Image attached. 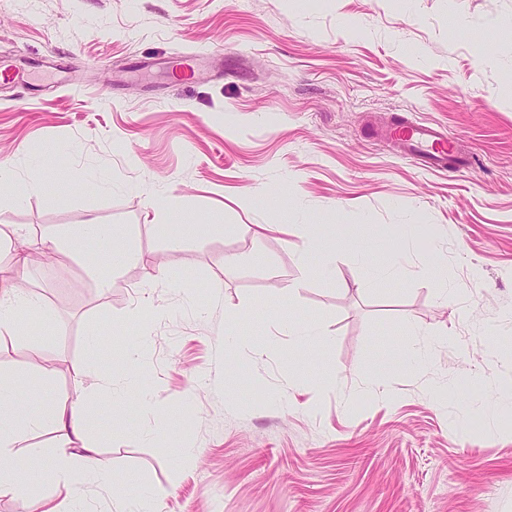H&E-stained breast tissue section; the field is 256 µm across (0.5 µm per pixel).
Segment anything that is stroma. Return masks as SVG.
<instances>
[{
    "instance_id": "35a3bbf8",
    "label": "stroma",
    "mask_w": 512,
    "mask_h": 512,
    "mask_svg": "<svg viewBox=\"0 0 512 512\" xmlns=\"http://www.w3.org/2000/svg\"><path fill=\"white\" fill-rule=\"evenodd\" d=\"M509 19L512 0H0V64L25 79L0 86V225L33 245L110 224L131 255L105 295L97 247L30 267L50 313L0 338L18 394L101 418L87 512L137 487L160 512H512V412L454 418L512 390V33L492 26ZM401 118L446 127L472 169L403 158L379 135ZM37 161L55 180L16 200ZM175 206L201 225L176 248L157 230ZM408 220L415 270L393 281L348 255L323 275L302 231L365 224L392 251ZM300 321L324 338L295 344ZM423 342L438 356L407 364ZM129 354L144 387L116 403L85 371L123 386ZM71 508L49 483L0 495Z\"/></svg>"
}]
</instances>
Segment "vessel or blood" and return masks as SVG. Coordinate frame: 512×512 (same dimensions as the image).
Returning a JSON list of instances; mask_svg holds the SVG:
<instances>
[{
	"label": "vessel or blood",
	"mask_w": 512,
	"mask_h": 512,
	"mask_svg": "<svg viewBox=\"0 0 512 512\" xmlns=\"http://www.w3.org/2000/svg\"><path fill=\"white\" fill-rule=\"evenodd\" d=\"M381 135L399 143L405 157L424 168L441 171L469 165L468 159L453 152L454 137L440 125L397 121L383 129Z\"/></svg>",
	"instance_id": "vessel-or-blood-1"
}]
</instances>
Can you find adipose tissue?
Wrapping results in <instances>:
<instances>
[{
	"instance_id": "adipose-tissue-1",
	"label": "adipose tissue",
	"mask_w": 512,
	"mask_h": 512,
	"mask_svg": "<svg viewBox=\"0 0 512 512\" xmlns=\"http://www.w3.org/2000/svg\"><path fill=\"white\" fill-rule=\"evenodd\" d=\"M325 229L330 234L340 235L342 243L340 247L324 250L323 270H333L346 250L354 251L356 257L373 259L375 275L384 280L400 277L411 263L414 225H403L401 248L381 258L377 257L375 248L359 247L356 225L332 224L325 228L317 224L313 227L317 233ZM116 234V229L107 224H85L77 234L63 231L44 239L41 249L48 255L66 244L83 252L90 245L104 243L113 245V256L119 259L123 252L114 246ZM30 264L31 256L23 250L15 252L8 263L0 264L1 336L7 335L23 314L42 307L40 300L22 286L23 273ZM97 423V417L88 415L84 400L63 404L46 390L30 399L16 392L12 375L0 373V494L16 491L22 483L33 480L54 483L71 494L77 491L79 483L97 479L98 444L93 437ZM44 431L64 435L73 445V452L58 458L38 457L26 466H19L10 456V448L16 447L22 435Z\"/></svg>"
}]
</instances>
